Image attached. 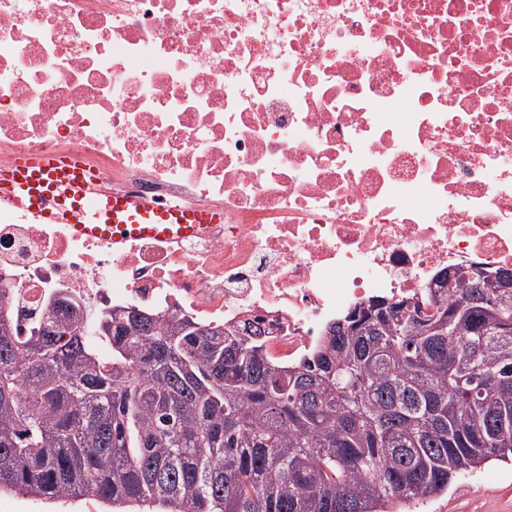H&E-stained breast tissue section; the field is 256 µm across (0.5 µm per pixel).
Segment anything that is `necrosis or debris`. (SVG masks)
Masks as SVG:
<instances>
[{"label": "necrosis or debris", "mask_w": 512, "mask_h": 512, "mask_svg": "<svg viewBox=\"0 0 512 512\" xmlns=\"http://www.w3.org/2000/svg\"><path fill=\"white\" fill-rule=\"evenodd\" d=\"M224 221L114 244L0 203V293L257 322L295 365L334 321L512 269V0H0V167Z\"/></svg>", "instance_id": "obj_1"}]
</instances>
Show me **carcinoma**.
<instances>
[{
	"label": "carcinoma",
	"mask_w": 512,
	"mask_h": 512,
	"mask_svg": "<svg viewBox=\"0 0 512 512\" xmlns=\"http://www.w3.org/2000/svg\"><path fill=\"white\" fill-rule=\"evenodd\" d=\"M483 270L373 299L302 363L186 312L0 294V494L110 512H409L512 461V293Z\"/></svg>",
	"instance_id": "carcinoma-1"
}]
</instances>
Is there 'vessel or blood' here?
<instances>
[{"mask_svg": "<svg viewBox=\"0 0 512 512\" xmlns=\"http://www.w3.org/2000/svg\"><path fill=\"white\" fill-rule=\"evenodd\" d=\"M94 176L67 157L24 158L0 169V202L45 224H68L76 234L119 243L131 238L180 239L224 221L222 211L160 206L132 195L92 191Z\"/></svg>", "mask_w": 512, "mask_h": 512, "instance_id": "1", "label": "vessel or blood"}]
</instances>
